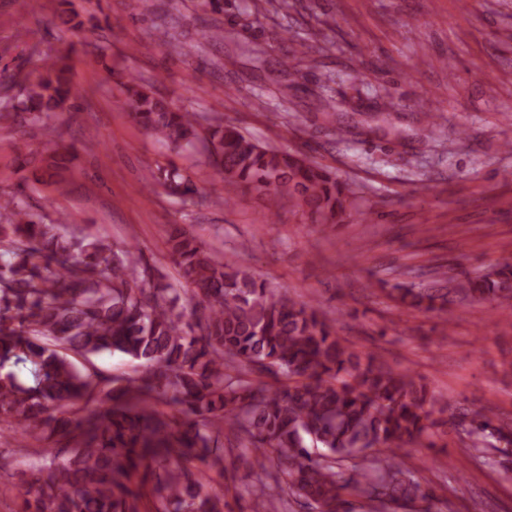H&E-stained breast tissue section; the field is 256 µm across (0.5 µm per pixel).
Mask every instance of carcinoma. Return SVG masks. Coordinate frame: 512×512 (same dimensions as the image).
Segmentation results:
<instances>
[{"label":"carcinoma","instance_id":"1","mask_svg":"<svg viewBox=\"0 0 512 512\" xmlns=\"http://www.w3.org/2000/svg\"><path fill=\"white\" fill-rule=\"evenodd\" d=\"M65 58L46 60L29 82L25 107L1 112L15 124L71 112L62 81ZM121 103L158 141L175 149L202 144L224 180L225 202L257 193L269 215L288 197L323 224L351 216L348 185L300 152L262 145L220 116L177 108L118 77ZM166 174L173 195L193 189ZM0 423L27 437L65 441L66 455L27 450L20 512H224V500L184 464L199 458L224 476V426L259 468L266 512H337L344 492L389 510L418 499L419 483L399 452L448 424L427 385L353 350L319 311L224 261L186 229L169 235L177 282H165L137 250L104 237L44 224L16 196H0ZM454 293L512 303V264H498ZM402 306L442 308V288H400ZM119 352L146 366L138 377L102 378L71 356ZM257 366L276 383L255 384ZM30 373L22 380L16 368ZM467 450L486 454L512 440V421L476 412ZM373 448L377 456L343 482L336 463ZM276 454L275 471L267 470Z\"/></svg>","mask_w":512,"mask_h":512}]
</instances>
